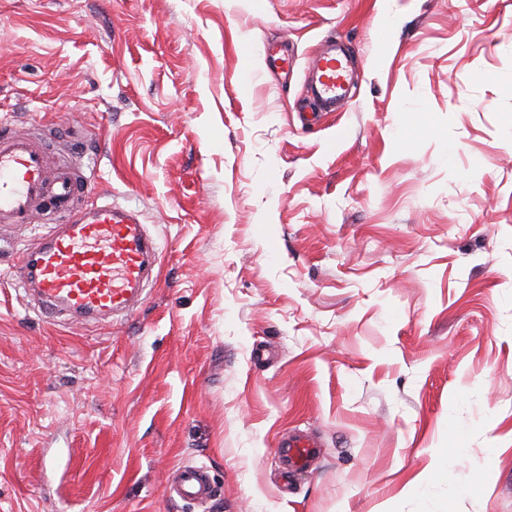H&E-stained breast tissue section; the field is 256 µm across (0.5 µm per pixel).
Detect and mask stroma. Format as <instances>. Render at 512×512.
<instances>
[{
    "instance_id": "35a3bbf8",
    "label": "stroma",
    "mask_w": 512,
    "mask_h": 512,
    "mask_svg": "<svg viewBox=\"0 0 512 512\" xmlns=\"http://www.w3.org/2000/svg\"><path fill=\"white\" fill-rule=\"evenodd\" d=\"M328 38L355 86L305 125ZM35 117L161 265L51 321L0 227V512H512V0H0V118ZM279 448L288 458L289 469L292 467L303 468L314 454V448L318 447V441L307 434H293L284 439ZM175 492L185 501H203L214 492L208 470L205 466H186L175 474Z\"/></svg>"
}]
</instances>
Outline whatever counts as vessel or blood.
Segmentation results:
<instances>
[{
	"mask_svg": "<svg viewBox=\"0 0 512 512\" xmlns=\"http://www.w3.org/2000/svg\"><path fill=\"white\" fill-rule=\"evenodd\" d=\"M308 92L325 110L348 99L350 66L332 48L308 61ZM0 223L33 230L26 241L16 281L46 316L81 321L119 319L147 295L159 251L140 212L114 204L77 157L54 150L42 123L20 133L0 119ZM50 234H36L38 225ZM318 442L293 434L281 448L289 466L305 467ZM185 501L210 498L214 486L206 467L186 466L175 475Z\"/></svg>",
	"mask_w": 512,
	"mask_h": 512,
	"instance_id": "1",
	"label": "vessel or blood"
}]
</instances>
